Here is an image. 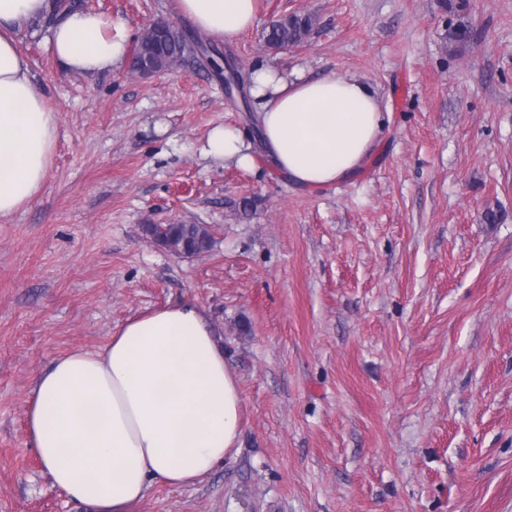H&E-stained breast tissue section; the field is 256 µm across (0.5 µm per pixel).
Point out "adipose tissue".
<instances>
[{"mask_svg": "<svg viewBox=\"0 0 512 512\" xmlns=\"http://www.w3.org/2000/svg\"><path fill=\"white\" fill-rule=\"evenodd\" d=\"M179 17L214 40L254 26V0H177ZM52 0H0V217L38 195L55 153L59 117L18 46L30 25L53 20L50 48L72 73L120 67L126 25L95 12L52 17ZM257 139L214 128L208 154L255 170L268 158L296 185L353 178L386 126L379 93L334 74L288 80L249 75ZM27 434L55 487L93 512H131L153 484H196L234 456L242 398L204 309L184 301L130 319L99 351L76 349L34 381Z\"/></svg>", "mask_w": 512, "mask_h": 512, "instance_id": "adipose-tissue-1", "label": "adipose tissue"}]
</instances>
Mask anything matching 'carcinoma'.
<instances>
[{
    "mask_svg": "<svg viewBox=\"0 0 512 512\" xmlns=\"http://www.w3.org/2000/svg\"><path fill=\"white\" fill-rule=\"evenodd\" d=\"M315 19L310 15L289 14L271 22L262 34L264 42L280 49L294 46L310 34ZM136 53L148 60L156 70H163L177 59L197 54L210 55L207 43L198 35L187 36L171 27H149L136 46ZM149 233L180 245L183 241L210 244L211 235L202 224H153Z\"/></svg>",
    "mask_w": 512,
    "mask_h": 512,
    "instance_id": "cac0c4a2",
    "label": "carcinoma"
}]
</instances>
